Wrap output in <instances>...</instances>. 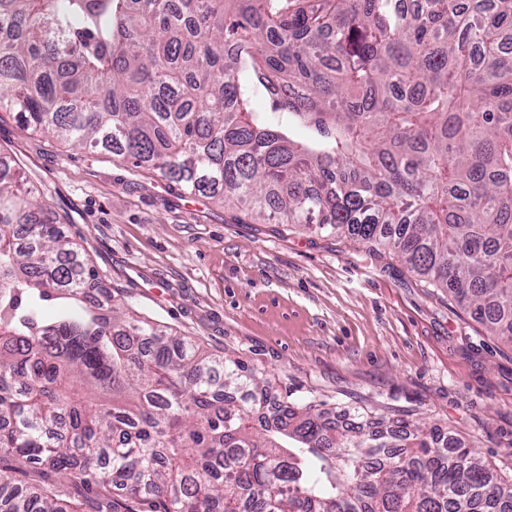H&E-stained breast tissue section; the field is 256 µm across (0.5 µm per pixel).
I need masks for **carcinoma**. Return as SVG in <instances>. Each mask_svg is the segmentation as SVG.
<instances>
[{
    "label": "carcinoma",
    "mask_w": 512,
    "mask_h": 512,
    "mask_svg": "<svg viewBox=\"0 0 512 512\" xmlns=\"http://www.w3.org/2000/svg\"><path fill=\"white\" fill-rule=\"evenodd\" d=\"M4 109L385 249L512 345V0H0ZM59 224L0 153V512H512L452 430L271 413L263 373L90 302Z\"/></svg>",
    "instance_id": "carcinoma-1"
}]
</instances>
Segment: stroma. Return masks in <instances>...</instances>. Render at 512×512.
<instances>
[{
    "label": "stroma",
    "instance_id": "stroma-1",
    "mask_svg": "<svg viewBox=\"0 0 512 512\" xmlns=\"http://www.w3.org/2000/svg\"><path fill=\"white\" fill-rule=\"evenodd\" d=\"M1 149L138 315L244 360L274 393L429 421L512 474V347L395 255L234 217L117 157L23 130L12 112H0Z\"/></svg>",
    "mask_w": 512,
    "mask_h": 512
}]
</instances>
